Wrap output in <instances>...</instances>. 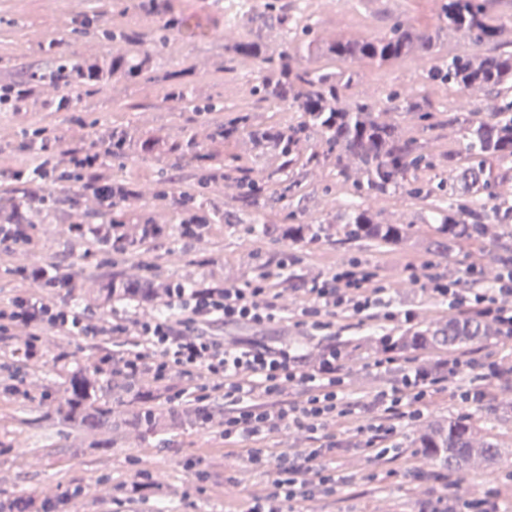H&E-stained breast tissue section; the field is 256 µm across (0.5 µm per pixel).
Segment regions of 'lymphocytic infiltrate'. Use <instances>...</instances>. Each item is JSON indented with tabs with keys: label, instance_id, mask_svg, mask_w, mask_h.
<instances>
[{
	"label": "lymphocytic infiltrate",
	"instance_id": "obj_1",
	"mask_svg": "<svg viewBox=\"0 0 512 512\" xmlns=\"http://www.w3.org/2000/svg\"><path fill=\"white\" fill-rule=\"evenodd\" d=\"M33 137L38 164L28 172L7 170L0 173V179L15 181L27 174L43 180L59 170L95 176L120 157L122 150L110 138L102 147L78 151L60 148L40 128ZM409 272L432 298L466 305L468 313L493 322L502 340L512 342V271L500 275L497 287L472 289L469 304L434 262L410 266ZM20 277L31 283H51L53 291L24 293L0 305V335H25L15 351L0 352V367L17 356L27 362L40 360V336L48 328L69 336L111 337L112 347L99 356L97 372L110 370L127 381L149 383L150 393L169 410L190 406L201 426L218 427L225 448H245V461L253 470L274 469L272 482L252 495L248 512H299V505L316 495L335 494L344 479L327 463L338 447L330 432L338 421L356 423L358 432L366 436L363 446L374 460L407 457L397 439V422L422 419L432 395L461 374L462 362L457 358L423 363L363 400L346 393L340 374L343 356L335 346L323 349L312 364L302 363L296 350L287 345L272 347L254 341L226 346L215 325L261 327L281 320L279 298L294 281L280 268L244 287L175 285L164 291L161 314L133 320L116 317L103 323L65 304L59 290L69 286L68 276L35 267L21 270ZM384 291L376 266L343 263L303 282L295 323L323 332L339 313L368 315L383 323L409 322L410 312L379 310ZM288 384L298 387V398L284 399ZM218 397L224 401L220 416L213 406ZM288 430L304 433L307 447H275V439Z\"/></svg>",
	"mask_w": 512,
	"mask_h": 512
}]
</instances>
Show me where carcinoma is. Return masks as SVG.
Segmentation results:
<instances>
[{
    "label": "carcinoma",
    "mask_w": 512,
    "mask_h": 512,
    "mask_svg": "<svg viewBox=\"0 0 512 512\" xmlns=\"http://www.w3.org/2000/svg\"><path fill=\"white\" fill-rule=\"evenodd\" d=\"M490 2L441 0V29L463 35L476 48L503 44V36L512 27V18L494 14ZM264 8L276 14L283 27L301 30L305 39L295 44L287 42L279 52L269 54L258 40L245 38L226 46L228 65L224 70L234 69V63L240 60L252 61L261 73L259 83L252 89L257 101L278 103L292 109L300 113L299 120L286 128L276 129L256 123L249 114L243 113L216 127L212 139L245 136L255 147L272 152L281 159L278 171L284 173L300 161L298 145L309 140L314 133L321 134L325 153L314 151L305 158V163L317 162L322 155L333 156L336 168L344 173L348 162L353 160L363 175L356 180L362 201L350 206L341 225L342 239L348 242L369 241L386 247H399L410 240L412 225L384 224L377 213L363 206V200L377 198L398 188L422 198L438 191H448V202L436 207L432 217L434 228L428 248L433 250L445 251L448 243L461 238L485 237L492 222L505 227L512 223V206L495 203L494 192L497 181L506 176L499 164L512 160V96L508 95L512 91V50L444 56L425 75L428 83L448 84L459 89L477 85L501 96V100L492 109L490 119L471 118L462 122L466 156L460 158L456 154H448V167L456 170L454 183L446 189L439 184L424 189L412 186L411 176L420 169L435 168L439 159L423 151L415 141L400 138L394 127L379 121L373 104L346 102L344 91L349 87L352 75L333 67V64L348 59L383 64L402 59L415 50L433 54L438 45V34L396 21L387 32L373 38L335 41L319 46L312 27L290 17L286 0H265ZM141 10L165 18L154 39L157 46L166 43L175 29L189 36L196 35V30L200 29V25L191 24L187 17H165V0H159L154 10L148 4L141 6ZM316 50L327 58L328 63L318 67L302 66L304 54ZM83 66L79 60L58 57L55 67L41 73L38 79L56 84L61 74L79 72L83 76V84L96 82L92 74L83 70ZM145 71L162 74V79L167 81L170 100L183 102L189 99L188 85L162 72L157 50L112 56L114 75L134 80ZM171 153L187 164L205 158L192 138L173 144ZM110 187L112 208L97 212L103 221L112 218L114 211L135 194L123 181H114ZM240 187V199L245 207L256 211L267 207L270 193L267 183L245 177L240 181ZM180 223L194 225L195 234L200 236L205 232L209 219L199 217L188 199L181 210ZM332 229L331 224L316 228L310 224H264L259 234L294 244L329 239ZM166 235L167 228L146 218L137 224L135 235H126V244L117 248L106 245L104 249L126 252ZM114 286L119 289L137 288L139 292L135 295L119 292L114 296ZM157 292L159 289L149 279L130 281L117 276L99 288V295L106 303L115 299L145 304L148 294ZM497 335L499 331L494 324L467 314L444 324L411 325L392 338L376 336L371 339V348L378 351L392 340L398 343L405 355L436 347H465ZM139 389L136 383L119 389L120 397L135 405V410L124 417L112 407V398L109 397L112 389L101 382L97 372L76 369L66 381L64 396L49 404L46 417L74 432H111L123 428L152 432L161 426L169 429L185 421L182 415L163 411L155 404V399L139 393ZM413 445L450 470L487 467L500 458L498 442L482 432L469 417L430 425L415 434Z\"/></svg>",
    "instance_id": "obj_1"
}]
</instances>
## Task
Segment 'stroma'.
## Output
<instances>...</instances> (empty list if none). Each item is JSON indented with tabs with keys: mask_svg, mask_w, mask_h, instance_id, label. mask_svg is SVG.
<instances>
[{
	"mask_svg": "<svg viewBox=\"0 0 512 512\" xmlns=\"http://www.w3.org/2000/svg\"><path fill=\"white\" fill-rule=\"evenodd\" d=\"M229 0H169L170 13L188 15L202 23L206 36L190 40L171 34L160 55L168 71L180 74L192 92V103L168 99L164 82L146 73L134 80L113 78L112 82L78 91L69 110L49 108L61 96V86L35 83V74L49 70L54 62L45 53L55 44L59 53L77 58L111 59L113 54L137 53L149 48L160 19L138 8V0H0V85L35 83L36 99L0 112V128L9 132L0 137V167L32 165L36 153L28 132L32 127L47 129L66 149L94 147L99 134L123 126L138 139L164 138L176 143L195 138L202 152L218 158L236 156L237 169L229 178L201 190L197 165H180L175 155L146 153L131 149L104 171L107 180L121 179L137 194L125 201L119 217L127 226L147 217L153 223L174 226L179 216L177 201L183 196L204 199L203 214L220 210L240 216L237 224L212 221L198 238L171 235L160 243H146L121 256L102 251L90 235L73 233L76 224L92 225L86 206L76 205L79 183L70 192H55L51 182H36L39 191L54 193L56 202L44 209H30L29 244L18 247L0 260V301L14 296L23 283L21 268H59L72 281L68 299L73 309L92 307L99 320L113 313H125V306L111 307L99 296L101 281L112 273L136 280L148 276L162 283L186 287L252 282L268 259L286 262L287 273L297 281L324 274L352 259L378 265L386 286L385 301L395 309H410L417 319L436 321L451 317L447 304L431 299L408 276L407 267L424 261L447 271L458 287L493 288L499 275V258L512 253V237L505 235L481 243L460 240L448 253L426 251L422 239L429 231L431 206L404 190L388 193L373 202L382 222L409 224L413 239L404 247L389 250L373 243L340 245L335 240L291 244L259 236L251 215L242 211L239 180L249 176L267 180L279 160L257 151L248 138L228 142L212 140L217 125L229 118L230 111H252L256 122L286 126L299 119L298 113L271 103L256 104L252 88L259 76L249 61L238 62L234 71L224 69V48L246 37H261L269 51H279L285 41L283 28L265 13L263 0L254 5L237 26H225L224 7ZM303 17L315 24L320 43L361 40L378 35L396 21L417 29L436 31L439 0H288ZM124 29L136 33L141 45L116 44L106 31ZM431 56L421 53L386 64L364 60L345 62L354 80L346 92L348 101L366 100L375 107L380 121L396 132L414 139L425 150L445 154L463 153L465 142L459 122L472 114L488 115L496 96L473 86L458 89L425 84L433 65ZM420 88L419 99L429 120L397 110L389 97L396 91ZM221 109L203 111L208 101ZM357 170L341 175L334 159L316 164L296 165L288 170L294 184L287 199L269 205L260 220L281 222L293 214L296 223L321 224L335 221L356 197ZM397 324L359 323L337 318L331 340L347 345L349 356L343 374L348 394L372 396L382 386L397 381L409 364L423 363V356L400 362L384 375L371 368L373 355L366 347L369 337L396 334ZM262 334L267 342L288 340L304 352L314 353L329 338L307 335L300 327L283 323L262 330L242 326L224 331L226 342L242 343L244 337ZM49 366H26L20 394H13L0 378V502L21 495L55 505L57 512H241L250 495L265 485L269 474L250 469L242 455L228 454L214 429L186 424L155 433L125 431L113 438L105 452L80 449L78 437L66 434L44 416L46 398L63 392L70 371L95 365L99 352L96 342L80 336H62L50 331L40 340ZM460 383L484 389L487 397L478 406L466 405L445 390L431 399L421 422H399L398 433L404 446H411L420 425L434 420L470 416L496 434L503 450L494 474L482 470L450 471L423 453L411 461H374L365 449L354 425L338 424L336 439L342 449L331 464L347 481L336 493L305 502L306 512H419L425 502L439 503L447 512H459L463 501L493 496L497 512H512V384L485 380L475 371L463 369ZM203 459L205 480H197L189 462ZM145 468L151 481L162 489V496L125 498L118 486L131 482L137 468Z\"/></svg>",
	"mask_w": 512,
	"mask_h": 512,
	"instance_id": "obj_1",
	"label": "stroma"
}]
</instances>
